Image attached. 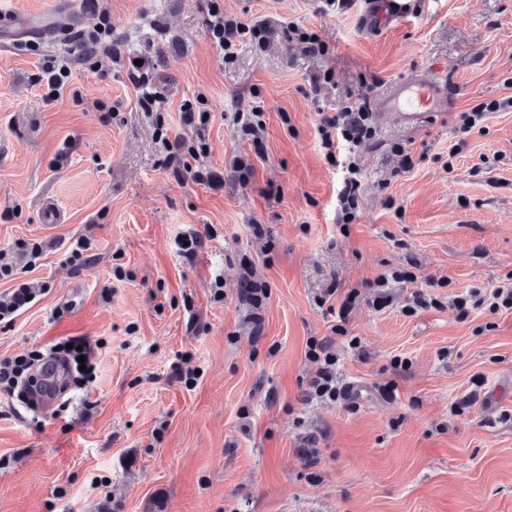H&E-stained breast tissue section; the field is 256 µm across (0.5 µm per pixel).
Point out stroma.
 <instances>
[{"instance_id": "1", "label": "stroma", "mask_w": 512, "mask_h": 512, "mask_svg": "<svg viewBox=\"0 0 512 512\" xmlns=\"http://www.w3.org/2000/svg\"><path fill=\"white\" fill-rule=\"evenodd\" d=\"M209 2L98 0L83 28L105 13L112 32L89 59L70 31L0 51V263L13 271L0 295L36 294L0 322V358L70 337L97 346L91 382L59 407L0 390V512H512V309L452 305L512 284V111L457 132L462 113L512 96V0H416L372 37L355 4L217 0L276 30L230 58ZM290 23L324 54L304 55ZM51 59L68 72L55 100L40 81ZM418 65L448 66L452 106L412 129L381 100ZM133 71L156 91L153 111ZM363 101L375 135L356 151L359 208L340 224L343 173L318 127ZM188 102L211 114L203 133L179 121ZM238 112L263 124L247 182L175 178L164 139L202 143L201 164L223 175L250 149ZM397 146L417 159L398 176ZM51 204L61 219L47 226ZM184 234L202 239L189 259ZM413 258L416 281L373 307L376 279ZM247 259L268 287L258 325ZM418 290L432 306L412 309ZM339 323L337 387L362 396L307 398L309 343ZM309 438L311 461L298 453Z\"/></svg>"}]
</instances>
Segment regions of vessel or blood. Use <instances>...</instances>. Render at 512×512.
<instances>
[{
  "instance_id": "vessel-or-blood-1",
  "label": "vessel or blood",
  "mask_w": 512,
  "mask_h": 512,
  "mask_svg": "<svg viewBox=\"0 0 512 512\" xmlns=\"http://www.w3.org/2000/svg\"><path fill=\"white\" fill-rule=\"evenodd\" d=\"M415 11V0H361L357 26L362 34L375 36L391 29ZM86 16L84 0H62L48 13L0 15V48L10 49L32 39L52 42L65 27H79ZM451 107L444 71L419 66L396 81L384 98L385 111L401 125L420 128L446 117Z\"/></svg>"
}]
</instances>
